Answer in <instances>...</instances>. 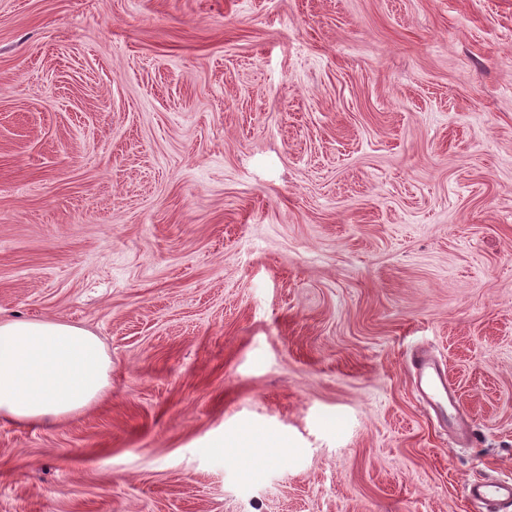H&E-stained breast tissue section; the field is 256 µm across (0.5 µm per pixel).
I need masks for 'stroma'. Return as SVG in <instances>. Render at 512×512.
<instances>
[{"mask_svg":"<svg viewBox=\"0 0 512 512\" xmlns=\"http://www.w3.org/2000/svg\"><path fill=\"white\" fill-rule=\"evenodd\" d=\"M0 316L112 358L81 412L0 420V512H485L512 0H0ZM410 363L425 404L445 426L454 427L455 417L451 412L457 413V401L453 389L448 386L445 370L423 353L412 356Z\"/></svg>","mask_w":512,"mask_h":512,"instance_id":"1","label":"stroma"}]
</instances>
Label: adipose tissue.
<instances>
[{
    "label": "adipose tissue",
    "mask_w": 512,
    "mask_h": 512,
    "mask_svg": "<svg viewBox=\"0 0 512 512\" xmlns=\"http://www.w3.org/2000/svg\"><path fill=\"white\" fill-rule=\"evenodd\" d=\"M111 384L112 359L92 331L0 319V419L49 425L87 408Z\"/></svg>",
    "instance_id": "1"
}]
</instances>
